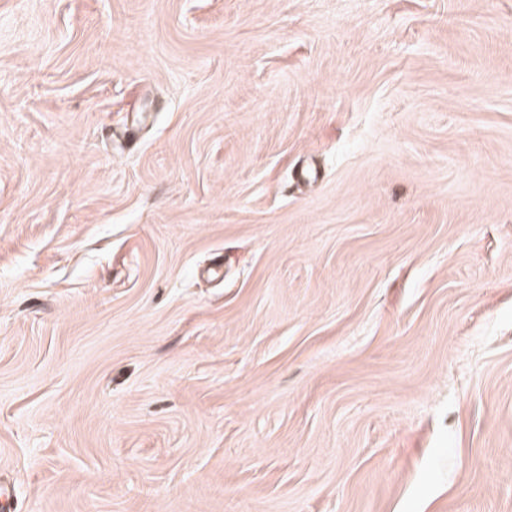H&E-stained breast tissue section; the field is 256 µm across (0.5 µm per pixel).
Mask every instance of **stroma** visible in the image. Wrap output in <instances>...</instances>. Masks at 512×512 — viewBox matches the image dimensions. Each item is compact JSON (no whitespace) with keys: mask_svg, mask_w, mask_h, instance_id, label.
<instances>
[{"mask_svg":"<svg viewBox=\"0 0 512 512\" xmlns=\"http://www.w3.org/2000/svg\"><path fill=\"white\" fill-rule=\"evenodd\" d=\"M12 512H512V0H0Z\"/></svg>","mask_w":512,"mask_h":512,"instance_id":"stroma-1","label":"stroma"}]
</instances>
